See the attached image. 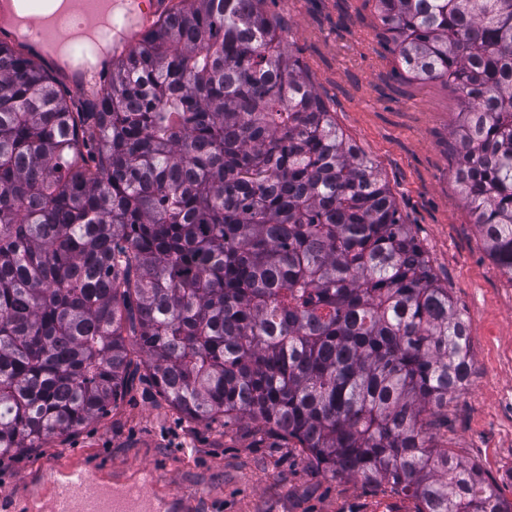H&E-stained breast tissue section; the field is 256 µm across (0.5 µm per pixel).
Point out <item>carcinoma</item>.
Here are the masks:
<instances>
[{"mask_svg":"<svg viewBox=\"0 0 512 512\" xmlns=\"http://www.w3.org/2000/svg\"><path fill=\"white\" fill-rule=\"evenodd\" d=\"M264 2L176 0L79 107L0 41V456L147 379L416 512H512L431 445L463 314ZM377 2L406 71L465 104L454 178L512 279V0Z\"/></svg>","mask_w":512,"mask_h":512,"instance_id":"1","label":"carcinoma"}]
</instances>
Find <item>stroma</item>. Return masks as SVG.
<instances>
[{"label":"stroma","mask_w":512,"mask_h":512,"mask_svg":"<svg viewBox=\"0 0 512 512\" xmlns=\"http://www.w3.org/2000/svg\"><path fill=\"white\" fill-rule=\"evenodd\" d=\"M281 39L299 57L350 142L371 158L442 285L464 311L474 361L469 386L423 412L434 445L476 460L499 479L512 468V279L489 257L452 175L450 145L462 103L440 80L406 73L376 0H267ZM86 465L104 482L152 471L148 491L180 497L183 512H415L414 500L356 478L312 473L299 449L256 432L180 417L149 382L118 409L38 448L0 457V500L36 503L47 479Z\"/></svg>","instance_id":"stroma-1"}]
</instances>
